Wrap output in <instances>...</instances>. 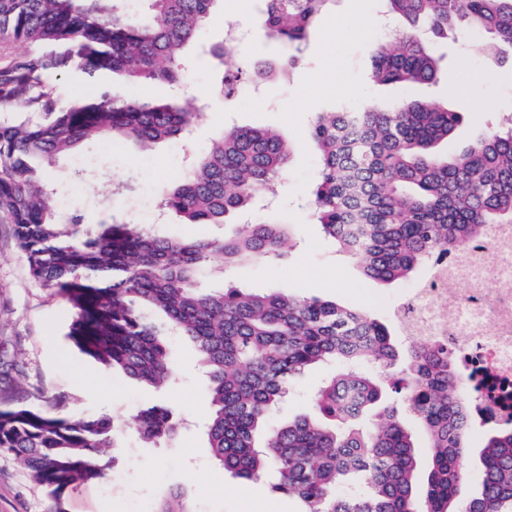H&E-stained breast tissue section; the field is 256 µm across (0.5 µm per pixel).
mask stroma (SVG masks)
I'll list each match as a JSON object with an SVG mask.
<instances>
[{
    "mask_svg": "<svg viewBox=\"0 0 512 512\" xmlns=\"http://www.w3.org/2000/svg\"><path fill=\"white\" fill-rule=\"evenodd\" d=\"M259 0H223L205 30L207 42L223 41L229 25L253 22ZM381 0H336L314 27L301 60L283 80L267 81L261 90L245 83L232 100L212 96L215 69L210 60L196 62L185 80L187 92L207 97L208 106L194 126L190 150L167 143L141 153L102 140L85 142L61 159L48 174L58 187L52 205L69 207L83 223L140 218L145 198L175 182L192 153L205 150L222 129L268 127L288 139L293 152L281 177L279 195L257 206L249 221H285L291 246L277 259L226 269V279L253 293L281 290L303 297L329 299L362 307L385 323L399 348L413 346L395 322L397 304L411 282L386 284L364 279L357 264L337 252L312 216L311 192L319 168L310 139L317 113L330 111L339 99L386 105L407 96L463 113L450 148L459 152L488 130L506 126L512 115V66L483 51L484 38L474 34L465 44L434 46L442 62L435 83L409 90L371 79L372 49L388 43L386 28L371 24ZM101 168L113 178L133 177L136 194L116 196L107 181L87 184L69 177L72 167ZM69 305L42 288L29 274L26 255L13 224L0 217V408L18 402L40 405L63 394V415L105 413L123 425L120 448L106 478L71 492L68 512H156L160 503L178 498L185 512H293L287 497L271 492L266 482L242 485L215 465L204 420L209 407L207 382L189 339L171 335L166 346L176 369L174 382L158 391L122 373L94 365L68 341ZM331 365L310 367L291 386L274 413L284 420L310 412V397ZM163 403L177 410L182 425L157 445L132 429L144 407ZM44 489L8 453H0V512H48Z\"/></svg>",
    "mask_w": 512,
    "mask_h": 512,
    "instance_id": "stroma-1",
    "label": "stroma"
}]
</instances>
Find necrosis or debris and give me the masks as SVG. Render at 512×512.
<instances>
[{"instance_id":"obj_1","label":"necrosis or debris","mask_w":512,"mask_h":512,"mask_svg":"<svg viewBox=\"0 0 512 512\" xmlns=\"http://www.w3.org/2000/svg\"><path fill=\"white\" fill-rule=\"evenodd\" d=\"M429 270L400 305L402 328L447 342L477 425L512 424V225H494L463 251H438ZM450 282L468 289L451 295Z\"/></svg>"}]
</instances>
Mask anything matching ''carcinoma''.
I'll return each mask as SVG.
<instances>
[{"instance_id": "1", "label": "carcinoma", "mask_w": 512, "mask_h": 512, "mask_svg": "<svg viewBox=\"0 0 512 512\" xmlns=\"http://www.w3.org/2000/svg\"><path fill=\"white\" fill-rule=\"evenodd\" d=\"M0 0V42L25 50L0 59V216L15 225L31 277L54 290L74 316L68 339L105 369L155 387L173 370L167 329L189 338L210 391L206 434L216 465L241 483L266 479L295 512H512V428L486 434L479 485L468 489L461 448L475 423L448 348L423 338L405 354L389 328L367 311L283 291L253 294L229 282L204 290L207 270L275 258L288 244L286 225L240 224L230 237H161L147 224L84 225L50 205L55 188L40 170L90 139L149 152L189 142L203 104L173 95L141 100L112 84L183 82L202 56L214 61L215 91L235 96L248 74L224 69V44L201 40L218 0ZM336 0H260L263 35L291 51L278 65L258 62L271 79L296 64L314 26ZM410 31L373 53L372 79L405 88L433 83L439 61L414 34L433 40L467 30L512 49V0H382ZM103 80L95 97L62 99L51 70ZM458 112L420 101L389 106L342 102L312 120L320 158L314 217L364 278H412L438 250H460L492 224H512V125L456 154L444 150ZM291 154L288 141L263 127H231L153 199L157 210L187 224H222L273 187ZM402 362L394 391L426 432L431 468L420 480L417 445L397 408L380 405L369 368ZM343 370L314 396L313 415L275 423L288 382L314 364ZM54 403L0 409V452L27 468L66 512L67 493L100 482L110 468L102 449L117 447L122 427L104 416H58ZM149 442L177 427L155 405L136 418Z\"/></svg>"}]
</instances>
